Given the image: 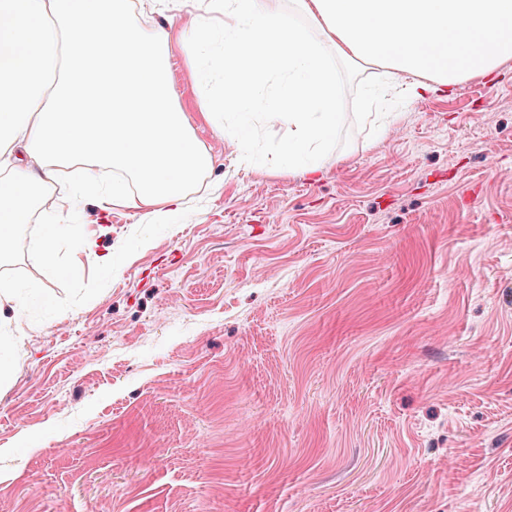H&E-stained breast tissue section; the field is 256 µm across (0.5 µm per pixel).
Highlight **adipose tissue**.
<instances>
[{"label": "adipose tissue", "instance_id": "adipose-tissue-1", "mask_svg": "<svg viewBox=\"0 0 512 512\" xmlns=\"http://www.w3.org/2000/svg\"><path fill=\"white\" fill-rule=\"evenodd\" d=\"M225 23L183 45L211 85L210 117L263 108L290 164L318 170L336 130V56L410 75L419 98L512 58V0H217ZM168 34L127 0H0V262L60 180L93 198L178 212L210 156L172 102Z\"/></svg>", "mask_w": 512, "mask_h": 512}]
</instances>
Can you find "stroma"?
Segmentation results:
<instances>
[{
	"label": "stroma",
	"mask_w": 512,
	"mask_h": 512,
	"mask_svg": "<svg viewBox=\"0 0 512 512\" xmlns=\"http://www.w3.org/2000/svg\"><path fill=\"white\" fill-rule=\"evenodd\" d=\"M164 2L206 183L164 224L42 203L0 265V512H512V59L412 100L337 60L312 176L210 121Z\"/></svg>",
	"instance_id": "35a3bbf8"
}]
</instances>
